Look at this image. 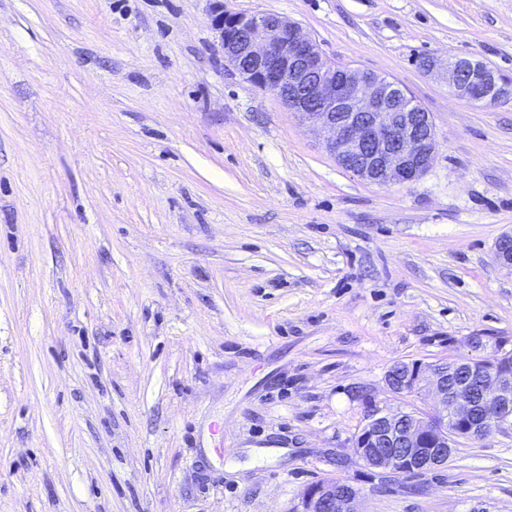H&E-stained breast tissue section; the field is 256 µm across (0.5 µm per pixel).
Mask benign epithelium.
Wrapping results in <instances>:
<instances>
[{"label": "benign epithelium", "instance_id": "obj_1", "mask_svg": "<svg viewBox=\"0 0 512 512\" xmlns=\"http://www.w3.org/2000/svg\"><path fill=\"white\" fill-rule=\"evenodd\" d=\"M208 2L209 25L230 70L319 127L341 167L384 186L414 182L432 167L437 142L431 115L403 85L330 63L297 23L276 13H229L224 0ZM445 71L459 97L491 105L512 95L509 83L479 60L458 56ZM495 256L512 266V233L498 238ZM466 344L489 348L498 358L481 370V400L490 412L477 416L467 383L448 388L447 364L397 361L385 375L387 387L396 394L423 390L434 403L428 410L388 411L359 394L364 425L354 453L364 467L422 478L446 466L461 444L512 423V339L475 333ZM357 500L352 486L332 478L306 487L292 512H360Z\"/></svg>", "mask_w": 512, "mask_h": 512}]
</instances>
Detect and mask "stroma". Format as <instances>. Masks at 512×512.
<instances>
[{"label": "stroma", "instance_id": "1", "mask_svg": "<svg viewBox=\"0 0 512 512\" xmlns=\"http://www.w3.org/2000/svg\"><path fill=\"white\" fill-rule=\"evenodd\" d=\"M297 22L433 116L430 170L343 169L232 74L207 0H0V512H290L342 478L362 512H512V427L419 486L358 463L359 393L396 361L512 337V0H224ZM448 87L459 97L483 104H496L511 96V84L479 60L466 56L448 59Z\"/></svg>", "mask_w": 512, "mask_h": 512}]
</instances>
